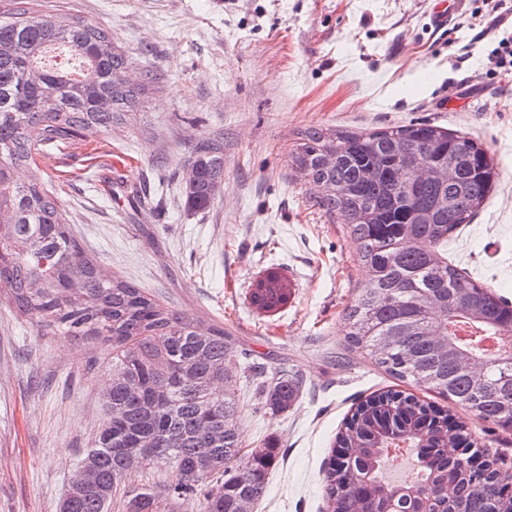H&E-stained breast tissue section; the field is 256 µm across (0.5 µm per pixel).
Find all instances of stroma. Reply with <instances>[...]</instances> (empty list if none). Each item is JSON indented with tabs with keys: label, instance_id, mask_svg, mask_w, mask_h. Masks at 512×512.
Wrapping results in <instances>:
<instances>
[{
	"label": "stroma",
	"instance_id": "stroma-1",
	"mask_svg": "<svg viewBox=\"0 0 512 512\" xmlns=\"http://www.w3.org/2000/svg\"><path fill=\"white\" fill-rule=\"evenodd\" d=\"M108 29L148 85L127 125L45 147L20 182L55 194L84 252L106 275L154 294L201 328L224 325L247 349L230 360L246 447L274 438L281 459L255 512H324L323 470L356 404L402 384L349 349L348 308L366 271L339 217L288 165L312 126L377 130L427 122L481 140L499 179L448 261L512 303V79L486 77L512 20L455 0H27ZM224 141V186L186 209L183 177L200 144ZM292 286L263 312L266 271ZM112 347L39 326L0 301V512H60L67 479L106 420ZM298 376L271 409L247 364ZM419 399L465 423L512 484V429L433 392ZM284 281L277 272L268 271L256 281L251 294L252 303L266 312L276 311L286 305L291 291Z\"/></svg>",
	"mask_w": 512,
	"mask_h": 512
}]
</instances>
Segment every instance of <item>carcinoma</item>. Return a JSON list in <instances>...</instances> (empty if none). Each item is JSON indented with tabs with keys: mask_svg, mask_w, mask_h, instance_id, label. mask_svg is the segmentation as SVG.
<instances>
[{
	"mask_svg": "<svg viewBox=\"0 0 512 512\" xmlns=\"http://www.w3.org/2000/svg\"><path fill=\"white\" fill-rule=\"evenodd\" d=\"M54 46L83 66L76 82L65 67L40 65ZM130 58L112 34L59 13L31 12L0 0V298L55 331L112 343V377L103 394L107 423L67 482L65 512H109L122 478L154 464L177 468L182 481L159 491L128 490L125 512H238L258 502L278 463L275 440L243 451L234 389L223 393L224 360L239 344L224 327L200 333L194 320L118 276L101 274L74 236L58 202L14 169L36 161L49 144L71 143L89 128L109 132L127 123L145 87L128 85ZM335 156L331 166L322 159ZM289 165L323 186L319 204L346 224L367 269V287L349 307L347 343L399 381L447 398L512 429V384L500 382L498 358L481 378L457 357L466 348L449 327L467 323L479 338L512 329V305L448 263V236L484 206L496 180L484 144L427 123L371 131L309 127ZM448 167V181L420 179L417 170ZM224 183V145L204 142L187 172L185 207L207 208ZM291 291L275 271L259 278L251 301L273 312ZM278 411L296 400L298 381L285 375L262 382ZM447 417L412 394L388 391L360 402L337 444L370 467V436L391 424L415 448L462 435ZM455 466L468 472L454 512H497L501 483L490 462L475 470L470 455ZM419 464L415 484L430 495L439 485ZM328 512H354L385 492L359 469L331 462L325 473Z\"/></svg>",
	"mask_w": 512,
	"mask_h": 512,
	"instance_id": "cac0c4a2",
	"label": "carcinoma"
}]
</instances>
